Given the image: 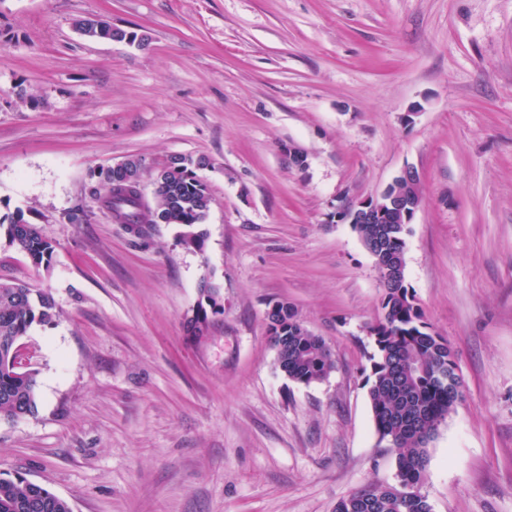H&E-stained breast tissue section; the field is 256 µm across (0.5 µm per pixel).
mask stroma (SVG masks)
I'll return each mask as SVG.
<instances>
[{"mask_svg":"<svg viewBox=\"0 0 512 512\" xmlns=\"http://www.w3.org/2000/svg\"><path fill=\"white\" fill-rule=\"evenodd\" d=\"M129 156L206 158L203 251L94 201ZM407 167V283L464 380L421 491L512 512V0H0V220L55 247L37 268L0 241V279L56 310L23 339L39 408L0 422V473L73 512H336L394 483L366 384L383 289L333 216ZM205 279L224 311L196 338ZM277 302L331 348L324 381L278 369ZM77 29L85 36L94 40H121L126 38V33L113 28L111 24L93 18H84L76 21Z\"/></svg>","mask_w":512,"mask_h":512,"instance_id":"stroma-1","label":"stroma"}]
</instances>
